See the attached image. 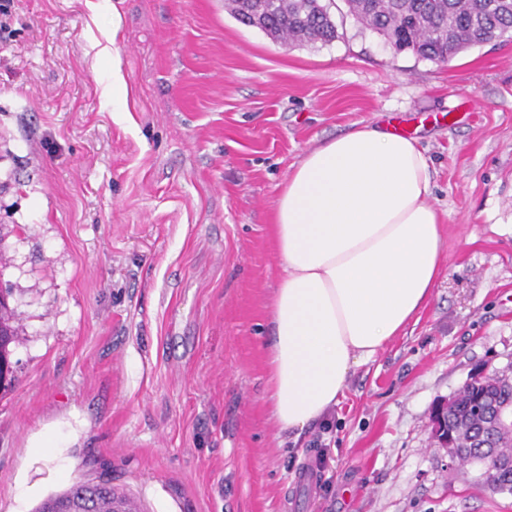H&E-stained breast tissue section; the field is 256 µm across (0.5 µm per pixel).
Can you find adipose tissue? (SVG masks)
<instances>
[{
    "mask_svg": "<svg viewBox=\"0 0 512 512\" xmlns=\"http://www.w3.org/2000/svg\"><path fill=\"white\" fill-rule=\"evenodd\" d=\"M417 140L362 125L308 150L274 207L272 417L299 438L433 299L444 244Z\"/></svg>",
    "mask_w": 512,
    "mask_h": 512,
    "instance_id": "adipose-tissue-1",
    "label": "adipose tissue"
}]
</instances>
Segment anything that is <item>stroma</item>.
I'll return each mask as SVG.
<instances>
[{"label": "stroma", "instance_id": "obj_1", "mask_svg": "<svg viewBox=\"0 0 512 512\" xmlns=\"http://www.w3.org/2000/svg\"><path fill=\"white\" fill-rule=\"evenodd\" d=\"M12 0L0 33V512L108 473L146 512H512L432 444L434 404L512 371V37L445 64L394 52L343 0L292 47L224 0ZM122 29L116 55L99 46ZM120 59V111L102 95ZM406 120L445 259L429 307L351 374L329 433L279 436L268 302L277 196L309 149ZM71 438L24 467L30 438ZM328 487L293 483L321 443ZM36 492L16 503L19 474Z\"/></svg>", "mask_w": 512, "mask_h": 512}]
</instances>
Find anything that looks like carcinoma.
I'll list each match as a JSON object with an SVG mask.
<instances>
[{
    "label": "carcinoma",
    "instance_id": "cac0c4a2",
    "mask_svg": "<svg viewBox=\"0 0 512 512\" xmlns=\"http://www.w3.org/2000/svg\"><path fill=\"white\" fill-rule=\"evenodd\" d=\"M347 13L370 31L378 34L394 51H411L417 57L436 63L451 60L463 50L491 43L512 33V0H344ZM266 11L256 28L272 40L288 45L329 44L339 38L330 5L319 0H265ZM225 8L238 21L253 25L248 0H230ZM12 312L0 307V358L7 355L14 330L9 324ZM482 401L474 393L458 395V418L472 427L471 438H478L491 449L507 448L512 442L497 436L485 426L492 421L493 406L512 403V386L501 384L481 390ZM465 463L479 467L478 481L497 483L512 493V470L504 472L492 459L471 450ZM119 490L112 477L100 482L77 480L61 493L51 494L35 512H50L59 502L77 498L83 512H112Z\"/></svg>",
    "mask_w": 512,
    "mask_h": 512
}]
</instances>
